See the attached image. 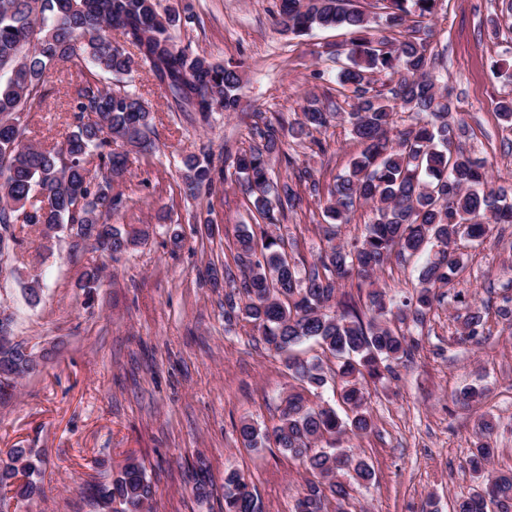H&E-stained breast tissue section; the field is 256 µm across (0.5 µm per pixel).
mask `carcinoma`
I'll list each match as a JSON object with an SVG mask.
<instances>
[{
    "instance_id": "carcinoma-1",
    "label": "carcinoma",
    "mask_w": 512,
    "mask_h": 512,
    "mask_svg": "<svg viewBox=\"0 0 512 512\" xmlns=\"http://www.w3.org/2000/svg\"><path fill=\"white\" fill-rule=\"evenodd\" d=\"M279 2V24L290 34L349 31V41L329 48L328 55L346 58L337 80L357 99L345 121L362 150L328 189L324 213L334 224H347L356 206L369 204L377 218L366 225L359 243H328L318 262L302 275L283 238L266 233L259 245L247 226L239 228L240 275L224 270V278L233 283L224 294V321L250 320L278 352L313 340L336 358L346 417L306 397L311 389L325 385L321 364L290 355L286 367L301 389L282 399L272 434L247 421L237 428L244 447L272 444L320 477L306 484L296 512H329L331 501L349 496L338 474L346 471L359 483H369L375 476L368 462L336 447L337 438L372 429L363 381L386 378L391 362L416 349L388 322L392 310L382 291L368 293L365 312L345 302L340 313H329L339 281L353 274L373 277L394 252L424 254L415 295L400 309L401 316L410 312L414 322H421L437 300L436 290L457 274V240H481L491 225L512 224V202L507 189L489 186L486 164L463 148L465 125L455 120L453 101L436 88L425 39L410 35L394 41L375 35L370 16L351 0ZM376 4L386 31L411 15H434L438 0ZM179 22L180 14L173 10L160 13L157 0H0V230L20 220L42 224L49 232L70 225L77 237L94 240L110 256L145 239L144 230L129 232L109 222L123 207L122 195L112 193V185L127 173V154L112 150V143L150 150L151 110L139 94L112 87L106 76L145 71L165 91L170 111L192 121L206 122L213 112H236L241 105L238 66L213 62L179 46L174 35ZM113 29L135 51L114 44ZM380 73L397 77L396 83L375 90L372 84ZM73 75L74 130L56 150L23 143L21 115L44 99L51 77ZM399 111L425 113L428 120L399 129L394 120ZM335 115L334 103L314 95L295 124L286 128L277 119L263 118L253 126L251 143L236 157L235 169L254 209L269 224L298 206L297 185L321 195L319 182L307 169L298 170L296 185L273 178L271 156L281 151L287 135L310 137L324 151L313 132L327 127ZM184 167V193L191 198L226 180L224 161L216 162L208 153L186 158ZM431 239L438 246L433 254L427 252ZM12 324L11 316L7 325L0 324V370L8 371L13 381L10 392L0 385L3 400L12 398L20 381L36 372L25 353L27 343L15 340ZM483 327L484 311L478 307L462 317L464 336H479ZM479 428L482 441L469 464L480 482L454 512H512V474L485 472L493 452L486 442L491 425L483 419ZM39 464L32 449H10L8 459H0V503L9 493L18 501L41 495ZM153 493L144 465L129 457L112 482L98 489L96 499L103 512H143ZM224 512H260L253 488L235 470L224 475Z\"/></svg>"
}]
</instances>
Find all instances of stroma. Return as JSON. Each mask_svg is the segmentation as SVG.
Segmentation results:
<instances>
[{"label": "stroma", "instance_id": "obj_1", "mask_svg": "<svg viewBox=\"0 0 512 512\" xmlns=\"http://www.w3.org/2000/svg\"><path fill=\"white\" fill-rule=\"evenodd\" d=\"M158 9L179 12L180 46L240 64L241 108L214 113L202 125L169 111L164 91L145 72L121 77L122 86L148 101L157 149L130 154L126 176L113 185L126 205L111 221L148 230L147 241L113 259L93 243L74 245L63 232L50 241L39 226L18 232L10 272L0 277V307L12 313L17 339L57 349L13 399L0 402V458L29 448L42 460L43 495L8 512H99L97 485L110 482L130 456L144 463L154 485L148 512H224L230 469L254 488L261 512H293L312 478L281 449L241 444L240 422L272 430L282 398L298 382L251 322L225 323L228 287L212 286L207 275L208 268L234 266L238 225L258 235L267 222L231 180L186 197L182 160L207 151L232 165L248 148L258 116L294 123L315 94L340 112L317 133L323 152L288 137L271 165L281 180L306 166L322 186L332 185L360 150L341 118L355 99L337 83V64L326 52L349 33H285L275 18L277 0H158ZM406 26L433 28L431 48L442 56L438 84L468 126L465 147L486 160L494 186H512V125L498 115L501 101L512 97V77L497 72L512 66V18L502 0H440L435 17L413 16ZM70 94V85L54 82L40 109L22 114L26 143L47 147L72 131ZM290 157L295 167H288ZM207 218L214 223L210 236L200 226ZM327 224L307 193L277 224L298 268L326 248ZM459 252L462 267L440 288L425 320L401 326L418 344L414 359L393 362L389 380L365 385L371 432L339 443L375 471L370 484H351L346 512H422L430 497L438 512H453L478 483L468 460L483 419L494 426L491 469L512 473V318L498 313L512 301V224L493 225L480 241L460 240ZM420 265L390 260L372 280L342 281L337 297L362 307L376 288L401 302L414 294ZM94 266L103 273L89 295L83 274ZM33 280L40 284L35 305L23 292ZM473 303L484 307L485 326L482 336L468 339L460 316ZM469 387L480 390L478 399H462ZM200 461L209 478L202 501L192 491Z\"/></svg>", "mask_w": 512, "mask_h": 512}]
</instances>
